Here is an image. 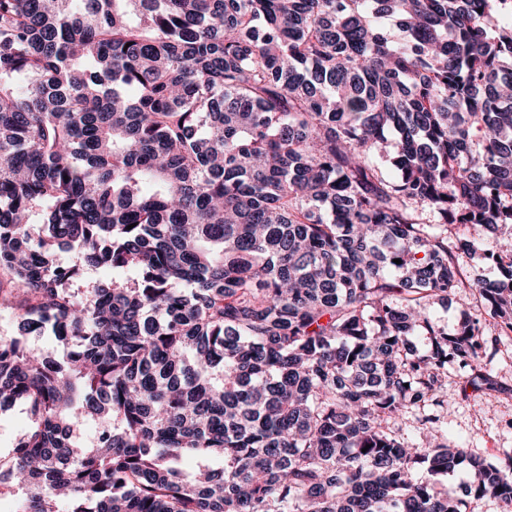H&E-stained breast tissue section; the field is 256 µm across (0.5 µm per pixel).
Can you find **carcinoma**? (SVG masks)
Listing matches in <instances>:
<instances>
[{"label": "carcinoma", "mask_w": 512, "mask_h": 512, "mask_svg": "<svg viewBox=\"0 0 512 512\" xmlns=\"http://www.w3.org/2000/svg\"><path fill=\"white\" fill-rule=\"evenodd\" d=\"M489 236L512 0H0V306L67 349L0 341V410L33 419L0 485L20 512H465L436 478L466 463L509 512L512 456L436 414L450 366L494 386L497 339L433 302L512 332V249L463 276ZM466 272L468 277L473 280H494L499 277L498 265L489 258L476 257L468 260ZM470 299L468 291H460L448 303L436 301L430 309L432 322L442 329L453 331L460 320L461 310L470 306Z\"/></svg>", "instance_id": "carcinoma-1"}]
</instances>
